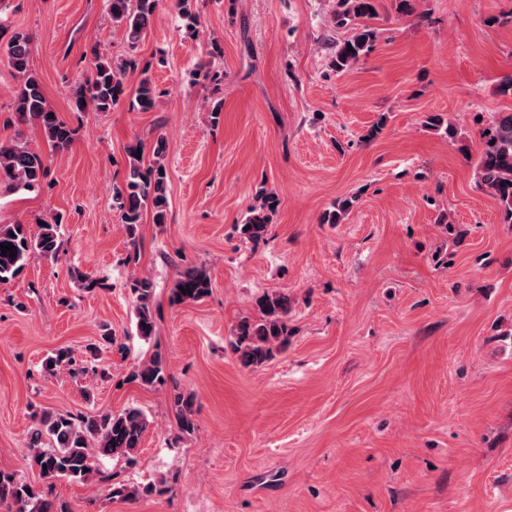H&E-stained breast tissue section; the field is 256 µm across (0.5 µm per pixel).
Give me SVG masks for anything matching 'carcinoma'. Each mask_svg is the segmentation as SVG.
<instances>
[{
    "instance_id": "carcinoma-1",
    "label": "carcinoma",
    "mask_w": 512,
    "mask_h": 512,
    "mask_svg": "<svg viewBox=\"0 0 512 512\" xmlns=\"http://www.w3.org/2000/svg\"><path fill=\"white\" fill-rule=\"evenodd\" d=\"M160 0H106L112 22L125 27L130 47L135 48L144 38ZM377 14V0H335L332 20L339 29H350L348 38L332 47L330 68L339 74L351 69L371 52L377 41V30L369 24ZM33 40L25 32H15L8 40L4 55L7 67L20 78L13 94V112L18 124L41 128L51 148L66 152L74 143L73 130L61 121L48 103L42 86L30 70ZM131 62L113 63L92 50L87 74L73 86L72 98L76 109L107 112L117 106L125 95V81ZM137 82L134 95L139 109L150 111L159 93L147 70ZM485 141L476 164V183L497 203L502 221L512 224V112H497L484 131ZM141 146L128 149L129 167L121 183L112 185V208L120 213L130 237H135L143 216L150 214L152 223L167 221L169 199L167 172L163 159L165 141L157 139L154 159L144 164L137 154ZM45 159L31 151L21 133L0 141V190L7 192L38 189L47 177ZM279 199L276 193L262 196V202L249 208L241 224L240 234L249 240L265 236L276 214ZM61 220L43 222L39 231L31 234L23 224H0V244L13 245L16 256L0 254V284L16 278L30 258L40 255L56 258L60 252ZM212 290V282L200 268H188L179 274L173 288V300L179 303L198 302ZM154 283L148 278H136L131 283L135 298L136 331L148 340L155 334L156 318L153 307ZM258 305L262 318L244 321L235 330L234 352L242 365L258 367L273 356L276 345L288 340L290 298L279 292L262 296ZM52 368L62 369L72 377L86 371L69 350L60 349L48 358ZM165 359L156 352L135 366L128 380L144 388L164 381ZM176 421L183 433L193 431V400L181 393L174 395ZM35 425L30 433L27 455L29 465L39 470L43 478L98 482L109 486L112 498L135 500L156 491V483L126 484L112 481V475L98 468L99 457L132 458L141 447L150 422L138 407H128L118 413L99 412L86 416L43 409L34 413ZM8 503L15 512H61L55 500L37 487L14 475L0 471V504Z\"/></svg>"
}]
</instances>
